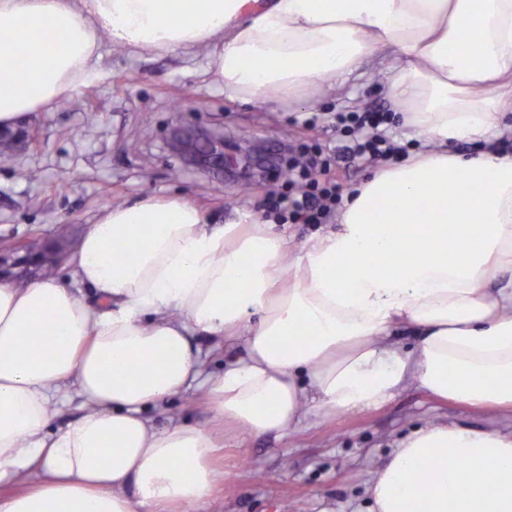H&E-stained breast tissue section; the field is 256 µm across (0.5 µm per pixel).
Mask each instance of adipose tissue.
Listing matches in <instances>:
<instances>
[{
	"mask_svg": "<svg viewBox=\"0 0 512 512\" xmlns=\"http://www.w3.org/2000/svg\"><path fill=\"white\" fill-rule=\"evenodd\" d=\"M40 28L50 38L33 39ZM132 53L205 49L229 99L310 105L377 54L410 137L402 163L348 193L335 229L289 254L250 210L211 225L178 196L106 207L72 284L0 281V512H174L207 498L216 443L148 411L202 373L196 336L242 356L208 378L216 419L287 434L306 410L431 397L512 410V0H0V128L98 77L103 41ZM475 143L478 155L449 152ZM93 289V298L80 287ZM410 327L413 353L389 341ZM84 412L49 425L69 396ZM464 472L448 484L449 462ZM370 512H512V434L412 430L368 489Z\"/></svg>",
	"mask_w": 512,
	"mask_h": 512,
	"instance_id": "obj_1",
	"label": "adipose tissue"
}]
</instances>
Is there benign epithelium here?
<instances>
[{
	"label": "benign epithelium",
	"mask_w": 512,
	"mask_h": 512,
	"mask_svg": "<svg viewBox=\"0 0 512 512\" xmlns=\"http://www.w3.org/2000/svg\"><path fill=\"white\" fill-rule=\"evenodd\" d=\"M172 149L194 169L222 174L235 167V160L224 154L223 136L193 126L176 128L170 138ZM64 254L37 252L26 241L0 249V280H26L35 275L46 260L62 261Z\"/></svg>",
	"instance_id": "7a95c632"
}]
</instances>
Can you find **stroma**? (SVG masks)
I'll return each instance as SVG.
<instances>
[{
  "instance_id": "1",
  "label": "stroma",
  "mask_w": 512,
  "mask_h": 512,
  "mask_svg": "<svg viewBox=\"0 0 512 512\" xmlns=\"http://www.w3.org/2000/svg\"><path fill=\"white\" fill-rule=\"evenodd\" d=\"M202 53L132 55L102 46L98 78L36 113L29 147L0 163V247L31 238L80 236L110 203L148 196H181L216 219L235 209L266 211L284 191L277 168L303 146L332 154V175L343 190L360 184L369 161L353 156L336 128L340 112H391L388 61L351 76L316 106L277 105L275 111L233 101L208 84ZM180 124L218 130L239 165L216 181L187 171L168 147ZM512 431V414H488L442 404L406 384L389 401L360 412L331 415L310 409L291 434H252L213 420L204 391L175 396L155 416L158 428L183 422L212 429L214 464L223 478L188 512H368V487L393 448L431 422Z\"/></svg>"
}]
</instances>
